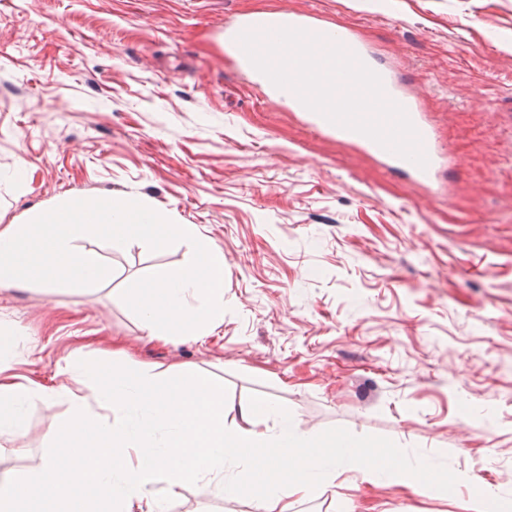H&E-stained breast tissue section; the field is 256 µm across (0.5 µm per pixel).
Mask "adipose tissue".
<instances>
[{
    "label": "adipose tissue",
    "instance_id": "obj_1",
    "mask_svg": "<svg viewBox=\"0 0 512 512\" xmlns=\"http://www.w3.org/2000/svg\"><path fill=\"white\" fill-rule=\"evenodd\" d=\"M60 372L69 380L60 392L69 415L54 430L55 448L37 470L0 480V512H163V488L200 481L227 500L256 489L259 512H293L348 470L425 495L448 493L426 457L404 461L342 432L304 433L286 405L265 397L229 404L223 383L204 374L135 376L81 355ZM55 396L0 377V431L22 432L28 406ZM99 407L116 419L100 421Z\"/></svg>",
    "mask_w": 512,
    "mask_h": 512
}]
</instances>
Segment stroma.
Segmentation results:
<instances>
[{
	"label": "stroma",
	"instance_id": "stroma-1",
	"mask_svg": "<svg viewBox=\"0 0 512 512\" xmlns=\"http://www.w3.org/2000/svg\"><path fill=\"white\" fill-rule=\"evenodd\" d=\"M288 7L353 28L421 101L444 189L314 132L224 53L227 23ZM0 228L71 195H135L224 254V322L148 341L121 292L190 249L105 250L91 291L0 290L8 374L59 389L65 358L134 372L223 363L224 396L285 404L449 476L436 498L338 476L295 512H481L512 500V0H10L0 5ZM0 434V479L37 469L68 414ZM167 512H258L201 483Z\"/></svg>",
	"mask_w": 512,
	"mask_h": 512
}]
</instances>
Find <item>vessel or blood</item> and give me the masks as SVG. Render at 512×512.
<instances>
[{"instance_id":"obj_1","label":"vessel or blood","mask_w":512,"mask_h":512,"mask_svg":"<svg viewBox=\"0 0 512 512\" xmlns=\"http://www.w3.org/2000/svg\"><path fill=\"white\" fill-rule=\"evenodd\" d=\"M283 27L303 29L338 42L379 75L386 98L402 106L415 127L421 148L427 158V165L423 168L419 167L415 163L383 148L369 137L331 123L321 114L304 108L297 96L293 94L288 97L290 110L301 112L307 124L317 133L336 139L341 144L359 147L387 166L407 172L428 193L437 192L439 189L441 148L418 98L408 91L388 68L377 62L371 51L355 36L351 29L344 26L334 27L319 23L316 16L310 14L299 13L290 9H279L261 15H251L225 27L224 51L226 55L236 61L240 70L246 76L253 82H260L261 74L248 60L238 42V37L246 30L271 33Z\"/></svg>"}]
</instances>
